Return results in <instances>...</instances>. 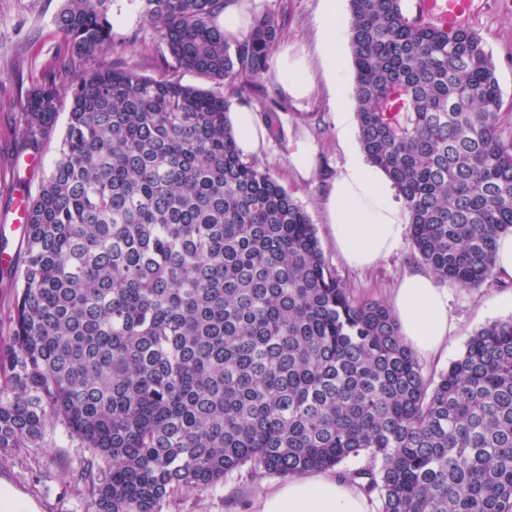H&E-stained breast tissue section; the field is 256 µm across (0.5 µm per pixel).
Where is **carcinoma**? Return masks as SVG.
I'll return each mask as SVG.
<instances>
[{
  "label": "carcinoma",
  "mask_w": 512,
  "mask_h": 512,
  "mask_svg": "<svg viewBox=\"0 0 512 512\" xmlns=\"http://www.w3.org/2000/svg\"><path fill=\"white\" fill-rule=\"evenodd\" d=\"M404 0H348L363 152L403 196L437 280L476 288L512 233V144L483 38ZM111 0H64L77 56L112 43ZM225 0H143L186 85L107 64L76 77L58 156L26 204L25 260L0 336V452L63 426L87 449L93 512H162L248 467L353 473L381 512H512V318L425 380L391 310L326 265L307 212L240 156L221 88L265 79L284 22L229 41ZM61 100L24 105L50 142Z\"/></svg>",
  "instance_id": "obj_1"
}]
</instances>
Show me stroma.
I'll return each mask as SVG.
<instances>
[{
    "mask_svg": "<svg viewBox=\"0 0 512 512\" xmlns=\"http://www.w3.org/2000/svg\"><path fill=\"white\" fill-rule=\"evenodd\" d=\"M64 0H0V234L7 247L21 250L22 237L9 221L17 200L34 196L43 176L56 157L55 144L39 154V167L28 171L22 152L23 105L41 85L67 92L75 77L85 71L121 61L139 74L154 78L179 76L182 83L209 88L205 78L178 72L154 29L145 21L142 0H112L113 11L124 23L112 32V48L103 57H68L65 39L55 18ZM321 11V0H258L255 15L272 13L284 23L281 44L295 42L313 46ZM484 39L496 65L502 94L499 134L512 142V0H480L470 24ZM265 122L269 136L257 158L288 194L303 207L316 228L327 266L350 289L354 297L391 303L402 275L421 267L411 237H403L397 249L375 268L350 269L337 253L323 220L324 191L344 161L336 116L329 104L327 88L309 100L288 98L276 79L264 80L245 96ZM308 141L318 155V167L310 178L300 177L288 160L289 139ZM448 316L451 334L445 346L417 359L428 380L438 379L451 362L461 356L469 338L480 328L512 318V283L490 277L476 288L449 283ZM88 452L71 438L64 427H56L43 448H16L0 456V491L11 493L34 512H93L86 487L75 483ZM270 476L255 477L248 470L228 474L223 484L204 493L181 494L163 512H251L255 500L273 484Z\"/></svg>",
    "mask_w": 512,
    "mask_h": 512,
    "instance_id": "obj_1",
    "label": "stroma"
}]
</instances>
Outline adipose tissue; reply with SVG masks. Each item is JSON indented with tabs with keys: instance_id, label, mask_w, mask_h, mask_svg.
<instances>
[{
	"instance_id": "ef3b65f1",
	"label": "adipose tissue",
	"mask_w": 512,
	"mask_h": 512,
	"mask_svg": "<svg viewBox=\"0 0 512 512\" xmlns=\"http://www.w3.org/2000/svg\"><path fill=\"white\" fill-rule=\"evenodd\" d=\"M341 0H322L315 34L316 51L291 45L274 60V76L285 94L303 102L325 81L331 101H341L345 83L337 25ZM227 119L241 156L259 154L267 129L257 114L232 106ZM345 161L323 198L324 222L337 251L353 268L366 269L397 248L409 223L407 208L396 200L386 174L370 164L352 136L344 138ZM393 314L403 340L422 352L445 343L450 331L448 295L423 269L406 273L394 297ZM257 512H370L366 498L350 482L328 472H311L274 486L256 504Z\"/></svg>"
}]
</instances>
